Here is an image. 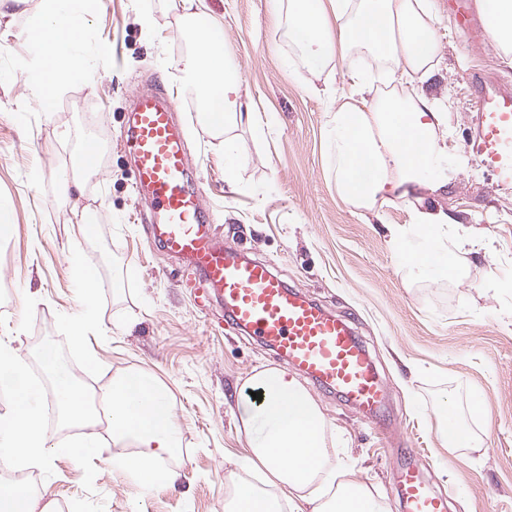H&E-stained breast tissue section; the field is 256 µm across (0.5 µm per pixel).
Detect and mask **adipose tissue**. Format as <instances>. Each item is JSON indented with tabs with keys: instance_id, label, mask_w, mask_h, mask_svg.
Wrapping results in <instances>:
<instances>
[{
	"instance_id": "ef3b65f1",
	"label": "adipose tissue",
	"mask_w": 512,
	"mask_h": 512,
	"mask_svg": "<svg viewBox=\"0 0 512 512\" xmlns=\"http://www.w3.org/2000/svg\"><path fill=\"white\" fill-rule=\"evenodd\" d=\"M270 5L274 14H286L288 41L309 71L322 72L333 62L348 79L347 93L322 90L328 101L325 140L339 196L375 211L396 190L406 194L424 187L438 194L440 184L428 176L438 165L448 127L445 113L424 89L441 55L433 0H270ZM177 6L193 45L183 72L202 97L199 120L213 137L223 138L231 158L238 150L233 129L245 125L260 135L267 123L234 99L241 73L227 56L223 18L206 0H177ZM88 7L89 0H39L20 69L27 95L44 105L71 80L90 81L99 73L102 57L87 48ZM367 59L375 70L364 68ZM383 83L407 84L411 91L404 97L383 95ZM388 235L411 274L432 278L447 274L457 256L487 248L461 220L431 206L416 211L413 223L389 225ZM40 361L54 383L62 424L102 418L113 437L132 439L137 452L118 467L143 491L181 480L180 471L159 465L179 447L180 431L168 391L155 377L132 372L93 408L53 345L43 347ZM247 383L261 387L263 399L258 409L239 416L248 449L232 463L245 478L235 485L227 512H387L366 484L354 480L353 464L330 461L325 418L301 383L273 367L254 372Z\"/></svg>"
}]
</instances>
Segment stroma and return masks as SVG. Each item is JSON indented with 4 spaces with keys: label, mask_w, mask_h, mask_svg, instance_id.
Segmentation results:
<instances>
[{
    "label": "stroma",
    "mask_w": 512,
    "mask_h": 512,
    "mask_svg": "<svg viewBox=\"0 0 512 512\" xmlns=\"http://www.w3.org/2000/svg\"><path fill=\"white\" fill-rule=\"evenodd\" d=\"M38 0H13L0 26V205L15 216L0 241V340L33 363L36 346L59 340L57 314L79 310L71 251L80 248L104 285V337H90L102 365L98 376L70 371L98 401L114 379L142 370L168 389L181 445L164 466L181 470L177 488L141 494L113 467L126 455L106 423L86 426L103 440L93 463V492L70 457L54 473L29 468L34 491L54 512H224L233 486L229 454L243 452L237 428L243 381L276 366L271 351L222 329L190 292L180 288V265L149 236L140 215L147 204L133 187V158L123 145L130 97L149 83L169 96L183 78L189 46L175 0H95L87 15L92 45L105 49L94 82L75 80L51 108L23 95L18 73ZM224 18L226 49L239 66V98L274 123L257 136L240 128L236 183L224 181V147L189 107L179 114L189 159L209 216L226 241L268 261L276 273L329 310L350 318L385 384L388 411L368 421L336 394L312 389L354 477L402 512L394 490L402 468L423 460L424 475L448 496V512H512V189L494 186L465 149L469 83L475 72L512 80V56L489 38L474 39L437 0L440 70L428 90L448 116L437 203L490 241L488 259H469L464 273L432 280L409 274L388 244L387 225L410 222L416 200L393 198L379 213L344 202L336 192L324 142L328 115L311 86L344 91L335 65L313 76L294 59L267 0H207ZM150 26H143L141 16ZM100 159L76 168L85 141ZM95 220L92 237L83 221ZM483 401L470 413L472 395ZM453 401L477 445L447 449L439 410Z\"/></svg>",
    "instance_id": "1"
}]
</instances>
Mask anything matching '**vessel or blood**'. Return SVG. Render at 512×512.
Returning <instances> with one entry per match:
<instances>
[{"mask_svg": "<svg viewBox=\"0 0 512 512\" xmlns=\"http://www.w3.org/2000/svg\"><path fill=\"white\" fill-rule=\"evenodd\" d=\"M463 30L488 35L490 21L473 0H451ZM179 108L160 91L136 92L125 125L134 179L153 204L149 233L182 264L180 285L234 331L261 342L304 378L333 391L368 419L387 409L382 381L348 321L289 287L269 263L252 259L218 236L192 184ZM467 148L496 185L512 186V83L478 74L472 80ZM395 490L405 512H448V502L423 478L422 464L406 468Z\"/></svg>", "mask_w": 512, "mask_h": 512, "instance_id": "1", "label": "vessel or blood"}]
</instances>
